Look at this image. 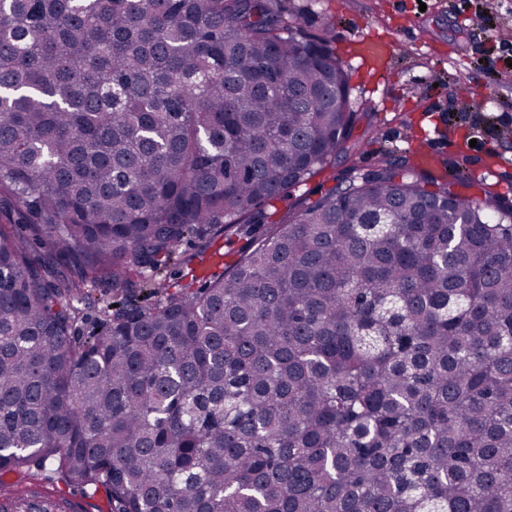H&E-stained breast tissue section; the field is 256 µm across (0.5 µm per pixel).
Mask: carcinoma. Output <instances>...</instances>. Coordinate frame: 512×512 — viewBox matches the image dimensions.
Segmentation results:
<instances>
[{
    "mask_svg": "<svg viewBox=\"0 0 512 512\" xmlns=\"http://www.w3.org/2000/svg\"><path fill=\"white\" fill-rule=\"evenodd\" d=\"M332 40L281 0H0L1 473L110 512H512V204L407 152L268 220L359 150ZM245 244L246 238L242 236L233 235L230 239L218 238L208 251L213 257L206 267L199 270V273L221 272L224 270L225 264L230 263L234 259L235 253ZM216 264L217 266H215ZM209 275L206 277H209ZM37 473L40 477L38 483L30 480L32 474ZM4 488L12 489L19 495H43L47 497H61L74 493H81L85 498L84 511L82 503L78 500L67 499H47L52 503V510L59 512H109L106 492L103 488L95 490L90 487H80L70 485L64 478L55 471V468L47 466L45 469L32 468L26 476L8 474V478L3 480Z\"/></svg>",
    "mask_w": 512,
    "mask_h": 512,
    "instance_id": "obj_1",
    "label": "carcinoma"
}]
</instances>
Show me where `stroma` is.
I'll list each match as a JSON object with an SVG mask.
<instances>
[{
  "mask_svg": "<svg viewBox=\"0 0 512 512\" xmlns=\"http://www.w3.org/2000/svg\"><path fill=\"white\" fill-rule=\"evenodd\" d=\"M305 32L320 33L332 21L333 46L349 74L351 98L370 120L355 137L362 149L355 161L334 167L292 190L277 204L297 209L338 186L350 165L370 168L383 153L434 151L438 167L428 174L444 181L452 165L468 173L461 195L479 199L484 187L512 202V68L503 63L498 37L512 34V0H288ZM391 42L386 72L357 57L355 45L368 36ZM487 95L484 105L468 104L472 90ZM500 162L493 175L483 173L488 148ZM39 482L9 475L1 485L20 494L15 512H26L23 496L61 497L82 493L84 512H109L104 489L77 488L48 467Z\"/></svg>",
  "mask_w": 512,
  "mask_h": 512,
  "instance_id": "1",
  "label": "stroma"
}]
</instances>
